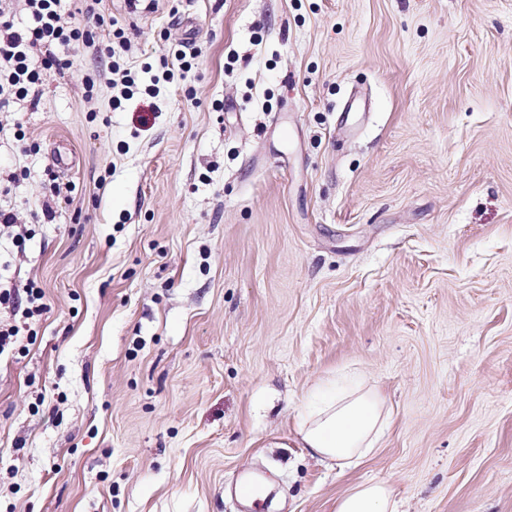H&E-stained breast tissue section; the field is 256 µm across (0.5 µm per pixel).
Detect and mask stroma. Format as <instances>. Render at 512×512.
I'll return each mask as SVG.
<instances>
[{
  "label": "stroma",
  "mask_w": 512,
  "mask_h": 512,
  "mask_svg": "<svg viewBox=\"0 0 512 512\" xmlns=\"http://www.w3.org/2000/svg\"><path fill=\"white\" fill-rule=\"evenodd\" d=\"M101 8L156 94L79 52L0 113V207L56 211L0 248L48 305L0 357V512H512V0ZM351 377L392 427L343 470L296 421ZM174 56L175 60L178 62L177 68L174 69V64H172L173 69L168 68V62L164 61V68L166 67L168 69L163 71L162 77L165 81L173 79L176 70L179 78L186 80L194 68L192 61L196 58L195 53L189 52V54H187L185 50L179 49L175 51ZM336 512H399L390 489L381 483L354 485L336 501Z\"/></svg>",
  "instance_id": "stroma-1"
}]
</instances>
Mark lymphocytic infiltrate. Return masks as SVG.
I'll return each instance as SVG.
<instances>
[{
  "label": "lymphocytic infiltrate",
  "mask_w": 512,
  "mask_h": 512,
  "mask_svg": "<svg viewBox=\"0 0 512 512\" xmlns=\"http://www.w3.org/2000/svg\"><path fill=\"white\" fill-rule=\"evenodd\" d=\"M100 0H80V19H65L63 0H25L30 20L16 27L13 0H0V111L18 102L37 107L46 70L69 68L77 52L107 57L112 80V103L129 99L136 87L131 73L120 61L132 45L115 21L99 9ZM112 31L111 40H101L102 31Z\"/></svg>",
  "instance_id": "1"
}]
</instances>
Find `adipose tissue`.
Returning a JSON list of instances; mask_svg holds the SVG:
<instances>
[{
	"mask_svg": "<svg viewBox=\"0 0 512 512\" xmlns=\"http://www.w3.org/2000/svg\"><path fill=\"white\" fill-rule=\"evenodd\" d=\"M389 411L364 381L342 389H316L300 415L303 447L342 468L372 455L386 437ZM336 512H398L390 489L380 483L354 485L336 501Z\"/></svg>",
	"mask_w": 512,
	"mask_h": 512,
	"instance_id": "1",
	"label": "adipose tissue"
}]
</instances>
